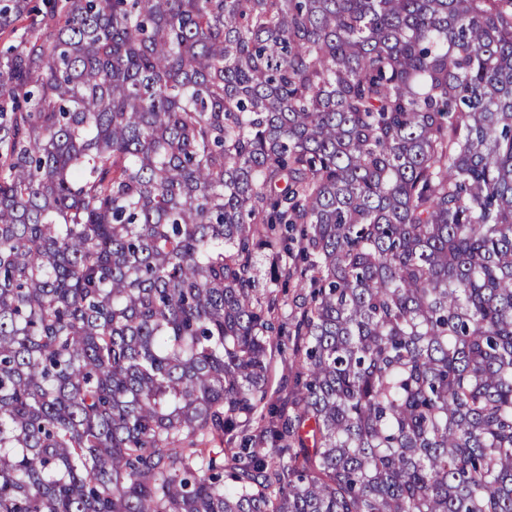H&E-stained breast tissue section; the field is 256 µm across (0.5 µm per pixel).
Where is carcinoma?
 Returning a JSON list of instances; mask_svg holds the SVG:
<instances>
[{
	"label": "carcinoma",
	"mask_w": 512,
	"mask_h": 512,
	"mask_svg": "<svg viewBox=\"0 0 512 512\" xmlns=\"http://www.w3.org/2000/svg\"><path fill=\"white\" fill-rule=\"evenodd\" d=\"M5 32L0 512H512V0ZM291 338L292 336H290V340L288 342V347L290 349H287L285 354L275 352V357L272 361L268 379V398L271 397L272 399H276L280 395L279 389L282 380L287 379L288 375L291 376L292 372L295 371L294 368H291L293 360L291 351L293 341Z\"/></svg>",
	"instance_id": "obj_1"
}]
</instances>
